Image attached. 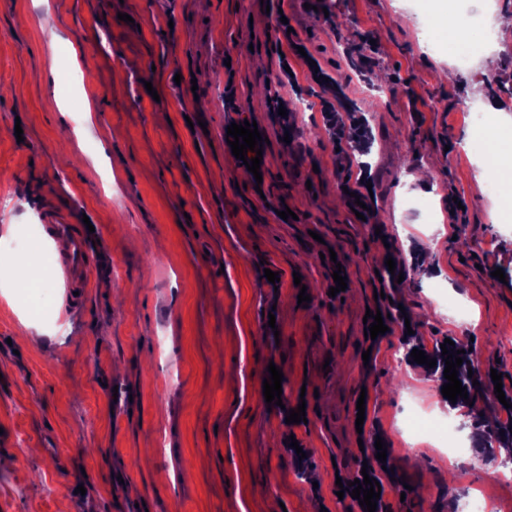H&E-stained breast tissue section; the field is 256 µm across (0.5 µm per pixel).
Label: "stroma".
<instances>
[{"label": "stroma", "instance_id": "1", "mask_svg": "<svg viewBox=\"0 0 512 512\" xmlns=\"http://www.w3.org/2000/svg\"><path fill=\"white\" fill-rule=\"evenodd\" d=\"M426 10L0 0V277L16 280L0 297V512H361L337 484L375 434L397 473L381 480L385 512H455L484 488L472 454L430 439L409 450L415 406L463 415L437 407V380L403 342L469 341L512 390V219L487 218L462 110L486 77L512 82V42L449 64L401 20ZM178 74L196 77L197 99ZM333 109L349 126L366 118L363 141L330 130ZM247 120L269 139L261 192L225 147ZM364 180L359 224L345 190ZM52 214L89 218L98 240L75 309L55 264L53 304L35 308L5 248ZM390 257L403 281L387 277ZM338 268L347 287L332 297ZM394 302L407 322L365 337L366 311ZM272 362L285 381L273 408ZM301 403L305 422L286 423Z\"/></svg>", "mask_w": 512, "mask_h": 512}]
</instances>
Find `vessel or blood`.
I'll list each match as a JSON object with an SVG mask.
<instances>
[{
  "label": "vessel or blood",
  "instance_id": "obj_1",
  "mask_svg": "<svg viewBox=\"0 0 512 512\" xmlns=\"http://www.w3.org/2000/svg\"><path fill=\"white\" fill-rule=\"evenodd\" d=\"M45 231L49 236L62 237L68 242L59 263L71 291L79 292L88 287L92 272L90 233L86 225L72 220L66 223L50 222Z\"/></svg>",
  "mask_w": 512,
  "mask_h": 512
}]
</instances>
